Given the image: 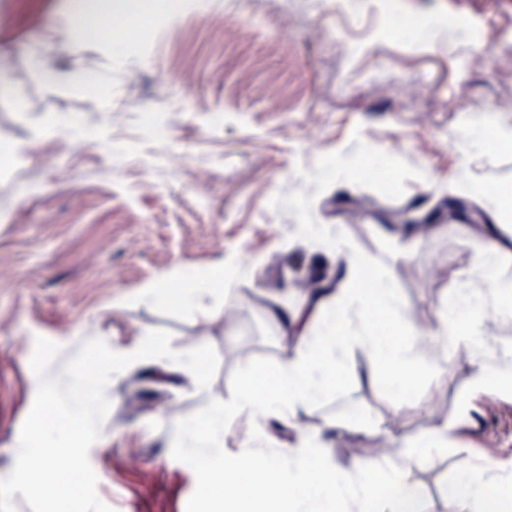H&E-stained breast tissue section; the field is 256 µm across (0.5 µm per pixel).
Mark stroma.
<instances>
[{
  "label": "stroma",
  "instance_id": "obj_1",
  "mask_svg": "<svg viewBox=\"0 0 512 512\" xmlns=\"http://www.w3.org/2000/svg\"><path fill=\"white\" fill-rule=\"evenodd\" d=\"M77 27L75 0H0V76L12 88L0 94V162L19 151L0 165V467L39 417L35 382L79 356L76 330L147 333L173 351L200 338L209 396L181 377L118 381L110 441L67 469L97 512H207V478L167 452L172 424L205 412L245 369L273 373L285 336L269 309L311 300L293 259L341 288L352 255L376 257L423 330L478 263L482 229L449 220L448 203L477 210L474 183L490 197L512 186V149L495 140L512 127V0H186L122 57L73 46ZM84 71L98 86L80 83ZM148 112L163 114L159 128ZM404 210L413 231L390 221ZM307 224L340 230L343 250ZM220 261L236 275L210 314L140 297ZM471 354L460 343L400 401L386 388L392 368L352 349L298 428L241 415L224 443L261 430L285 445L350 401L359 423L334 434L332 460L354 467L374 441L399 462L402 440L455 416ZM471 417L450 435L468 456L414 470L421 512H477L442 492L469 462L512 471V375Z\"/></svg>",
  "mask_w": 512,
  "mask_h": 512
}]
</instances>
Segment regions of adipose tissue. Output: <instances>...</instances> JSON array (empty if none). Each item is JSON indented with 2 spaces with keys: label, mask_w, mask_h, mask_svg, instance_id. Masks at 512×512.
Returning <instances> with one entry per match:
<instances>
[{
  "label": "adipose tissue",
  "mask_w": 512,
  "mask_h": 512,
  "mask_svg": "<svg viewBox=\"0 0 512 512\" xmlns=\"http://www.w3.org/2000/svg\"><path fill=\"white\" fill-rule=\"evenodd\" d=\"M502 230L496 223L486 225L487 243L477 270L461 273L429 333H421L404 314L395 282L380 278L366 287L353 281L349 287L320 297L313 307L292 312L290 322L300 327V336L270 384L258 386L254 373H245L234 393L213 401L202 417L175 423L172 446L177 456L205 471L211 485L224 487V495L213 498L209 512H364L380 487L396 479L408 480L424 458L458 454V447L449 443L450 433L469 422L473 402L488 393L491 378L502 368L512 369L511 351H497L483 341L476 344L470 361L471 386L456 417L404 440L399 467L381 457L366 458L352 470L331 463L325 434L340 427L337 419L302 433L286 448L275 447L265 433H257L252 444L234 456L224 446V422L244 414L294 421L300 409L328 395L352 346L365 350L375 362L397 367L387 389L400 399L409 396L414 372L429 368L421 342L447 351L476 334L484 318L512 321V306L507 303L512 297V278L502 274L503 268L512 265V247L504 244ZM378 314L394 317L405 338L378 327L374 321ZM81 342L87 350L104 351V361L89 372L74 363L64 379L46 380L39 387L41 403L62 406L77 422L76 432L33 425L17 436L20 452L6 470L14 488L40 500L46 512H60L64 500L49 495L37 473L55 471L60 459L102 447L109 437L103 411L115 382L156 370L191 379L197 392L207 390L201 345L171 352L145 334L121 341L85 336Z\"/></svg>",
  "instance_id": "obj_1"
}]
</instances>
